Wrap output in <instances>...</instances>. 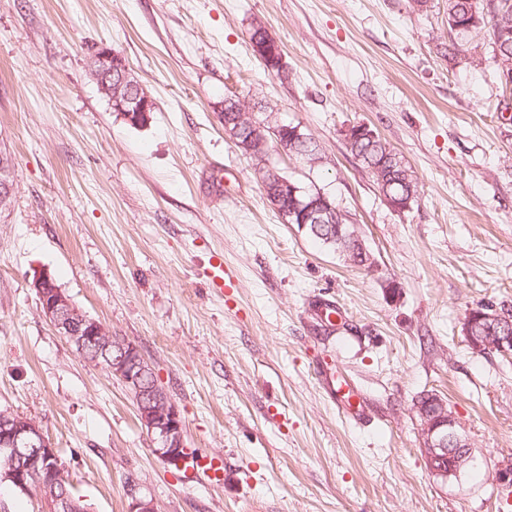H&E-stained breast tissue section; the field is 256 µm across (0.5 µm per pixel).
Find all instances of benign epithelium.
I'll return each instance as SVG.
<instances>
[{"instance_id":"7a95c632","label":"benign epithelium","mask_w":512,"mask_h":512,"mask_svg":"<svg viewBox=\"0 0 512 512\" xmlns=\"http://www.w3.org/2000/svg\"><path fill=\"white\" fill-rule=\"evenodd\" d=\"M260 59L278 57L283 53L271 36L254 44ZM89 74L100 91L105 94L113 110L135 125H144L151 119L154 102L143 91L131 73L124 57L109 47H97L89 57ZM233 117L224 120V132L232 141L242 138L240 147L251 154L265 149L266 133L276 134V146L288 151V137L280 134L283 124L270 118L263 123L253 121L250 114L235 100L229 99ZM262 185L268 200L286 223H299V228L330 222L335 225L334 240L351 247L357 260L369 268L376 267L373 254L354 224L336 223V206L327 196L312 203L301 201L302 211L282 206L284 197H296V189L288 179L273 170L260 168ZM12 160L0 154V212L11 207L13 181ZM34 288L40 308L75 350L88 362L104 369L125 387L137 409L144 428L152 437L155 453L167 464L180 470L186 460L184 426L181 416L167 391L155 384L147 385L144 374L151 365L131 341L110 333L98 320L83 312L71 297L58 287L44 271L33 274ZM463 334L471 350L476 353H496L512 358V313L491 306L471 310L463 322ZM415 413L419 421L421 447L429 470L443 480L457 477L473 461L468 439L459 431L447 399L437 393L425 395V401H416ZM55 455V448L42 429L31 419L0 411V459L5 462L0 471V483H11L21 492L41 500L62 503L65 512H80V506L63 485V475L58 469L39 468L44 456ZM129 512H157L153 499L135 492L130 493Z\"/></svg>"}]
</instances>
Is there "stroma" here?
Wrapping results in <instances>:
<instances>
[{
	"label": "stroma",
	"mask_w": 512,
	"mask_h": 512,
	"mask_svg": "<svg viewBox=\"0 0 512 512\" xmlns=\"http://www.w3.org/2000/svg\"><path fill=\"white\" fill-rule=\"evenodd\" d=\"M258 24L280 74L253 49ZM447 43L445 0H0V410L40 426L91 512H128L133 485L158 512H512V359L461 331L473 309L512 310V91L487 39L470 43L477 67ZM102 45L153 100L146 125L90 80ZM228 98L316 141V164L274 147L270 163L330 196L375 268L283 221L224 134ZM362 123L411 167L410 210L351 154L343 132ZM219 261L225 289L206 276ZM37 269L140 348L215 479L158 457L124 386L41 312ZM330 380L353 384L368 423L338 414ZM427 392L473 446L460 478L426 466ZM256 27L258 29H261L262 32L265 31V28L261 25H256ZM258 29H252L250 40L253 42L255 39L258 41H262L264 39V41L261 42L260 44L254 43L255 52L257 53L261 60L277 56L280 60V65L283 67V53L280 45L268 33V36L264 37V34L262 32H259ZM12 160L0 154V212L11 207L13 199V181L11 180Z\"/></svg>",
	"instance_id": "stroma-1"
}]
</instances>
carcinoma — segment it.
Wrapping results in <instances>:
<instances>
[{
	"label": "carcinoma",
	"mask_w": 512,
	"mask_h": 512,
	"mask_svg": "<svg viewBox=\"0 0 512 512\" xmlns=\"http://www.w3.org/2000/svg\"><path fill=\"white\" fill-rule=\"evenodd\" d=\"M448 2V57L461 59L478 67L480 59L469 53L468 36L481 33L488 38L495 51L498 75L512 72V0H447ZM352 155L370 171L377 186L402 204L409 198H418V183L399 153L380 135L373 138L355 137L348 143ZM291 155L311 162L318 158L313 138L296 141L288 150ZM326 249L345 258L347 247L328 242L335 234L334 227L323 225L318 231H308Z\"/></svg>",
	"instance_id": "cac0c4a2"
}]
</instances>
